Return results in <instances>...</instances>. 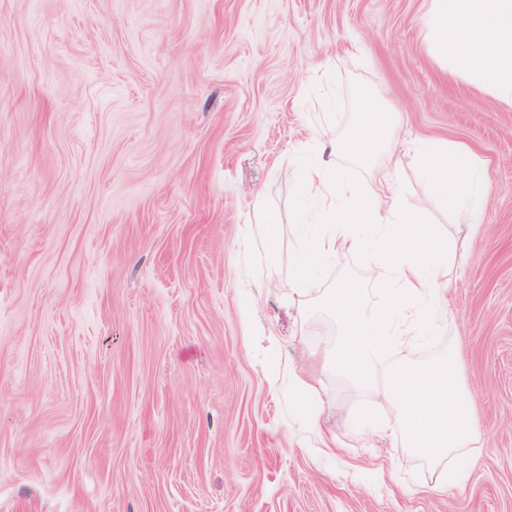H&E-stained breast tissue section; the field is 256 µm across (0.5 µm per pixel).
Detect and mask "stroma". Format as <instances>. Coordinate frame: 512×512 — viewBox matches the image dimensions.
<instances>
[{"label":"stroma","instance_id":"obj_1","mask_svg":"<svg viewBox=\"0 0 512 512\" xmlns=\"http://www.w3.org/2000/svg\"><path fill=\"white\" fill-rule=\"evenodd\" d=\"M426 0H0V512H512V112L443 74ZM487 165L448 296L483 445L468 481L360 424L296 290L297 154L357 87ZM405 207L448 235L413 156ZM280 237L267 257L259 213ZM380 283L359 252L322 288ZM314 378L323 447L289 379Z\"/></svg>","mask_w":512,"mask_h":512}]
</instances>
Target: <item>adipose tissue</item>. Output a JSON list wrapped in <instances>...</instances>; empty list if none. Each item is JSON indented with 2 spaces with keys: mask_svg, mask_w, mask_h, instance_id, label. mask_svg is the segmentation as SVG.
<instances>
[{
  "mask_svg": "<svg viewBox=\"0 0 512 512\" xmlns=\"http://www.w3.org/2000/svg\"><path fill=\"white\" fill-rule=\"evenodd\" d=\"M423 29L443 71L512 111V0H427Z\"/></svg>",
  "mask_w": 512,
  "mask_h": 512,
  "instance_id": "obj_1",
  "label": "adipose tissue"
}]
</instances>
